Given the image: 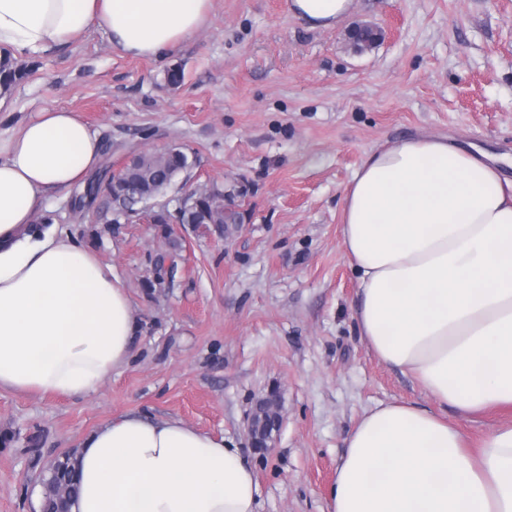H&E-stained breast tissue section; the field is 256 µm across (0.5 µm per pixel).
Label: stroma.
Masks as SVG:
<instances>
[{"label":"stroma","mask_w":512,"mask_h":512,"mask_svg":"<svg viewBox=\"0 0 512 512\" xmlns=\"http://www.w3.org/2000/svg\"><path fill=\"white\" fill-rule=\"evenodd\" d=\"M383 33L358 52L348 24ZM24 76L0 101V135L42 109L79 113L104 150L108 178L134 153L181 145L192 166L161 196L239 189L245 221L229 238L185 225L169 288L141 281L167 249L139 205L105 198L74 209L83 187L53 195L54 223L112 266L140 324L137 351L77 398L0 393V512H35L28 483L88 432L127 413L177 417L232 441L256 470L260 512H331L344 438L382 402L430 406L410 377L379 363L352 318L357 282L339 236L343 192L387 143L451 136L512 156V0H355L347 24L313 29L287 0H211L191 39L161 58L132 57L95 28L22 55ZM182 66L173 86L167 72ZM95 225L100 237L81 231ZM284 421L271 453L246 419L270 385ZM38 436V447L28 439Z\"/></svg>","instance_id":"35a3bbf8"}]
</instances>
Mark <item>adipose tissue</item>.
Listing matches in <instances>:
<instances>
[{
  "label": "adipose tissue",
  "instance_id": "obj_1",
  "mask_svg": "<svg viewBox=\"0 0 512 512\" xmlns=\"http://www.w3.org/2000/svg\"><path fill=\"white\" fill-rule=\"evenodd\" d=\"M211 0H0V47L38 52L103 27L134 57L175 49ZM354 0H288L311 28L341 23ZM101 157L78 113L41 110L0 140V391L84 397L133 356L132 301L111 268L43 203ZM418 135L371 152L344 191L340 234L358 284L352 317L382 364L435 401L381 404L345 437L333 512H512V419L479 453L448 409L512 407L511 162ZM72 512H258L239 448L178 418L126 414L91 431Z\"/></svg>",
  "mask_w": 512,
  "mask_h": 512
}]
</instances>
